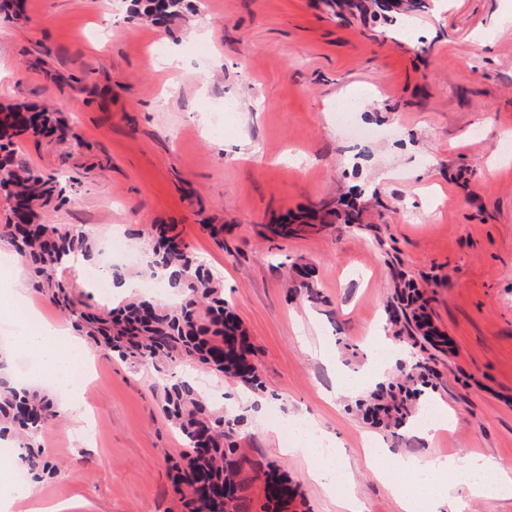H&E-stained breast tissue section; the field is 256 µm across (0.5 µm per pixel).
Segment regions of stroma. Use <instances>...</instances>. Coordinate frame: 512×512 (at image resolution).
<instances>
[{"instance_id":"1","label":"stroma","mask_w":512,"mask_h":512,"mask_svg":"<svg viewBox=\"0 0 512 512\" xmlns=\"http://www.w3.org/2000/svg\"><path fill=\"white\" fill-rule=\"evenodd\" d=\"M128 0H22L0 18V104L64 113L73 138H25L18 155L57 177L65 201L49 223L79 225L99 246L176 225L224 283L263 381L222 380L217 407L245 414L238 445L300 484L309 512H400L378 470L397 458L493 459L512 476V0H430L397 26L327 15L320 0H205V31L181 19L134 24ZM176 56L177 67L163 60ZM180 91L167 95L164 86ZM237 110L216 134L217 106ZM353 106L354 128L336 107ZM362 191V221L268 240L281 214ZM209 224L224 227L216 245ZM310 277L301 275V268ZM427 291L446 351L409 345L435 369L424 392L445 401L452 431L428 439L365 422L338 380L367 383L376 340L402 280ZM79 412L48 424L40 445L55 473L43 499L67 512H181L170 465L182 450L159 403L156 372L94 349ZM306 421L309 447H331L342 474L325 491L288 455ZM387 453L368 464L364 435Z\"/></svg>"}]
</instances>
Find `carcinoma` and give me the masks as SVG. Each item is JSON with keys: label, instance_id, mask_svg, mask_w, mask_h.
Wrapping results in <instances>:
<instances>
[{"label": "carcinoma", "instance_id": "cac0c4a2", "mask_svg": "<svg viewBox=\"0 0 512 512\" xmlns=\"http://www.w3.org/2000/svg\"><path fill=\"white\" fill-rule=\"evenodd\" d=\"M186 0H130L129 17L136 21L165 23L184 17ZM334 14L345 7L350 14H367L391 24L404 14L423 12L427 0H323ZM69 128L63 114L47 106L26 103L0 108V193L15 204L0 227V238L22 258L31 275L32 288L49 303L73 317L76 331L92 343L132 365L150 364L160 374L177 364H196L221 379L241 381L253 391L263 389L258 369L250 358L251 349L241 323L224 300V285L173 228L153 224L148 230L152 241L149 268L171 270L169 284L178 289L180 301L167 304L149 296L133 295L106 315L82 310L72 297L67 279L71 261L77 255L88 257L96 243L81 228L63 227L42 220L43 213L61 203L64 189L52 179L27 166L16 156L13 138L57 135ZM362 210L356 203L340 198L325 203L307 215L286 213L269 227L274 236L286 238L320 230L340 219L345 224L360 223ZM406 322L393 326L411 328L435 347L447 344L432 323L424 294L414 282H403L396 297ZM434 370L424 362L407 367L405 381L428 384ZM161 409L181 434L184 450L172 461L175 491L181 495L184 512H247L248 491L257 478L265 484L269 512L296 500L297 489L288 485L284 474L272 466L252 463L240 455L236 437L246 424L243 414H224L199 391L191 377L159 384ZM421 394L410 388L388 383L379 387L365 402L356 404L366 420L377 426L403 424L412 415L409 402ZM58 416L52 397L39 389H15L0 378V437L12 436L23 450L22 459L35 479L53 471L37 443L40 432Z\"/></svg>", "mask_w": 512, "mask_h": 512}]
</instances>
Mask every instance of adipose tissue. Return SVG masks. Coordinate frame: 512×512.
I'll return each instance as SVG.
<instances>
[{"label": "adipose tissue", "instance_id": "ef3b65f1", "mask_svg": "<svg viewBox=\"0 0 512 512\" xmlns=\"http://www.w3.org/2000/svg\"><path fill=\"white\" fill-rule=\"evenodd\" d=\"M0 317L9 319L18 340L36 353L42 372L40 384L52 392L75 394L79 388V370L84 367L87 353L79 337L45 322L15 317L9 305H0ZM400 469L412 478V490L397 484L389 489L399 504L400 512H442L459 491L475 496L485 495L493 486L489 474L495 463L478 452L463 456H410L399 462Z\"/></svg>", "mask_w": 512, "mask_h": 512}]
</instances>
